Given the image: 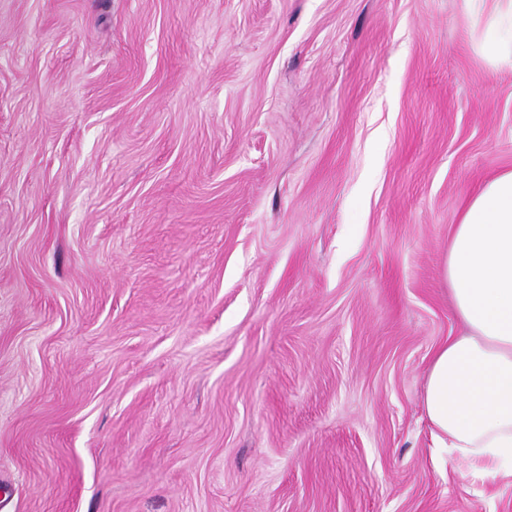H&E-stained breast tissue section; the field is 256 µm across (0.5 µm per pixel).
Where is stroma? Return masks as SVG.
Masks as SVG:
<instances>
[{
  "instance_id": "obj_1",
  "label": "stroma",
  "mask_w": 512,
  "mask_h": 512,
  "mask_svg": "<svg viewBox=\"0 0 512 512\" xmlns=\"http://www.w3.org/2000/svg\"><path fill=\"white\" fill-rule=\"evenodd\" d=\"M482 38L463 0H0V512H512L423 407L512 169Z\"/></svg>"
}]
</instances>
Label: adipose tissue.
<instances>
[{
  "instance_id": "obj_1",
  "label": "adipose tissue",
  "mask_w": 512,
  "mask_h": 512,
  "mask_svg": "<svg viewBox=\"0 0 512 512\" xmlns=\"http://www.w3.org/2000/svg\"><path fill=\"white\" fill-rule=\"evenodd\" d=\"M485 56H512V0L488 18ZM444 279L463 336L433 352L424 409L437 447L469 476H512V170L486 182L452 228Z\"/></svg>"
}]
</instances>
